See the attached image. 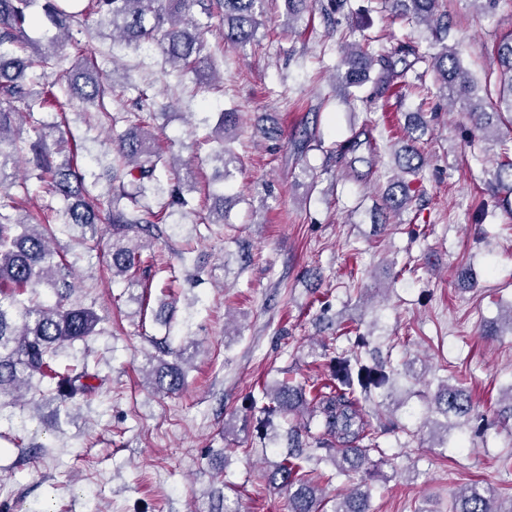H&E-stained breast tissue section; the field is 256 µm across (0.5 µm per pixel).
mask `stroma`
Instances as JSON below:
<instances>
[{
  "label": "stroma",
  "instance_id": "35a3bbf8",
  "mask_svg": "<svg viewBox=\"0 0 512 512\" xmlns=\"http://www.w3.org/2000/svg\"><path fill=\"white\" fill-rule=\"evenodd\" d=\"M460 57L473 79L495 71V46L512 32V0L483 14L470 0H447ZM285 0H266L255 42L236 48L217 35L208 50L217 66V90L201 93L195 76L165 75L151 51L122 54L116 94L107 107L128 112L148 89L165 129L159 144L188 160L196 186L189 225L158 243L149 269V319L122 295L106 261L80 262L78 274L95 287L107 333L91 353L65 350L64 360L87 359L102 384L90 402L53 411L25 402L0 406V506L10 512H288V496L270 492L261 478L268 463L248 397L281 370L303 380L327 374L314 344L347 348L343 327L373 333V347L396 363L420 357L431 377L459 371L483 418L468 434V450L435 448L416 437L386 436L382 446L404 469H384L375 482L373 512H448L455 494L477 482L512 495V431L499 412L512 383V331L489 338L483 325L512 306V215L499 208L486 183L499 158L497 141L470 139L461 106L441 104L427 72L437 47L429 28L392 18L379 0H347L335 32L320 14L295 27L285 23ZM375 37L376 53L398 42L417 46L422 80L402 97L373 85L348 91L339 39L349 27ZM240 115L229 146L238 168L224 185L228 221L220 235L196 237L191 223L207 214L202 188L215 173L212 145L190 154L192 137H205L219 115ZM424 113L426 166L417 200L382 232L371 215L397 174L395 152L404 143L409 113ZM372 122L376 158L359 164L363 179L347 174L334 152L364 120ZM280 127L269 141L260 127ZM315 131L321 148L299 155L293 142ZM249 254L242 266L241 254ZM210 270L195 282L194 265ZM473 284L459 287L460 269ZM317 269L321 281L309 278ZM168 312L170 326L153 319ZM191 332L203 345L185 389L163 396L145 386L150 337ZM224 453L225 468L213 456Z\"/></svg>",
  "mask_w": 512,
  "mask_h": 512
}]
</instances>
